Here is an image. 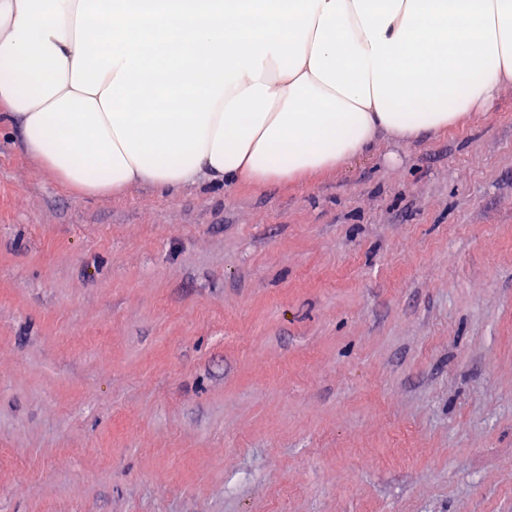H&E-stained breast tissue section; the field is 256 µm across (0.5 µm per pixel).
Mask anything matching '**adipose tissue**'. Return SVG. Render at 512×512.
I'll return each instance as SVG.
<instances>
[{
    "label": "adipose tissue",
    "instance_id": "obj_1",
    "mask_svg": "<svg viewBox=\"0 0 512 512\" xmlns=\"http://www.w3.org/2000/svg\"><path fill=\"white\" fill-rule=\"evenodd\" d=\"M506 84L512 0H0V129L82 196L293 180Z\"/></svg>",
    "mask_w": 512,
    "mask_h": 512
}]
</instances>
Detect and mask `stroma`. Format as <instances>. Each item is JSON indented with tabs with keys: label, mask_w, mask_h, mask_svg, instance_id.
I'll use <instances>...</instances> for the list:
<instances>
[{
	"label": "stroma",
	"mask_w": 512,
	"mask_h": 512,
	"mask_svg": "<svg viewBox=\"0 0 512 512\" xmlns=\"http://www.w3.org/2000/svg\"><path fill=\"white\" fill-rule=\"evenodd\" d=\"M0 512H512V85L288 183L1 131Z\"/></svg>",
	"instance_id": "1"
}]
</instances>
